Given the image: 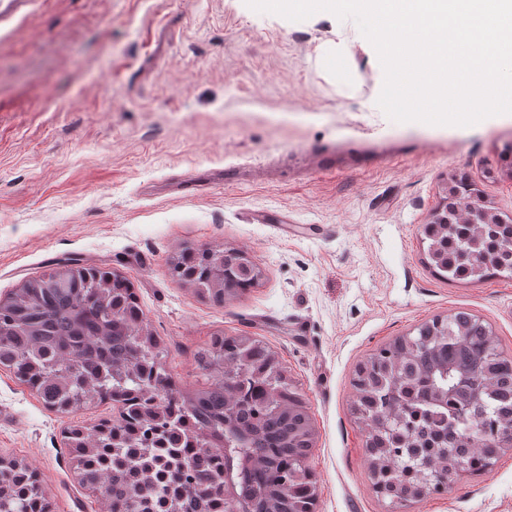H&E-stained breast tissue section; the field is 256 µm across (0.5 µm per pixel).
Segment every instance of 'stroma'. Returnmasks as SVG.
I'll use <instances>...</instances> for the list:
<instances>
[{
    "instance_id": "stroma-1",
    "label": "stroma",
    "mask_w": 512,
    "mask_h": 512,
    "mask_svg": "<svg viewBox=\"0 0 512 512\" xmlns=\"http://www.w3.org/2000/svg\"><path fill=\"white\" fill-rule=\"evenodd\" d=\"M352 73L337 80L327 52ZM383 69L352 20L292 22L244 0H17L0 20V299L76 261L125 276L176 385L203 380L217 333L266 342L307 402L318 512H390L350 413L356 366L459 308L512 353V279L432 274L421 226L463 172L512 215V114L469 127L398 123ZM174 175L193 177L189 195ZM247 251L259 282L218 304L181 283L185 249ZM74 416L0 369V457L36 470L52 512H109L76 482ZM408 512H512V449Z\"/></svg>"
}]
</instances>
